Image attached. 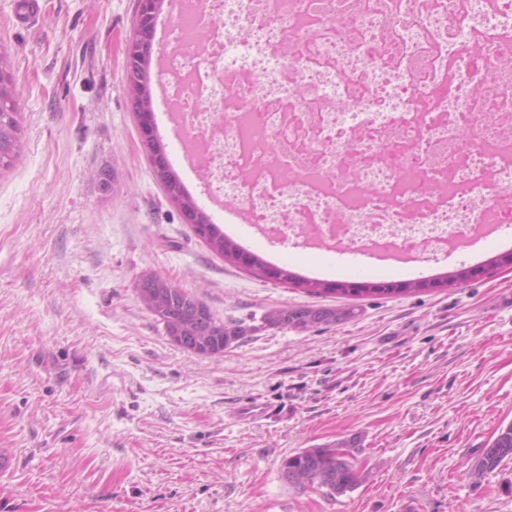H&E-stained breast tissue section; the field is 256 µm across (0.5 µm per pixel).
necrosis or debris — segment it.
Wrapping results in <instances>:
<instances>
[{"mask_svg":"<svg viewBox=\"0 0 512 512\" xmlns=\"http://www.w3.org/2000/svg\"><path fill=\"white\" fill-rule=\"evenodd\" d=\"M162 109L232 223L422 256L512 222V0H172Z\"/></svg>","mask_w":512,"mask_h":512,"instance_id":"necrosis-or-debris-1","label":"necrosis or debris"}]
</instances>
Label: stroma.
Returning a JSON list of instances; mask_svg holds the SVG:
<instances>
[{
	"label": "stroma",
	"mask_w": 512,
	"mask_h": 512,
	"mask_svg": "<svg viewBox=\"0 0 512 512\" xmlns=\"http://www.w3.org/2000/svg\"><path fill=\"white\" fill-rule=\"evenodd\" d=\"M0 46L14 62L21 145L0 175V512H512V460L470 472L512 422V223L496 244L409 269L447 288L317 296L212 253L164 197L125 84L138 0H41ZM112 176L109 189L100 180ZM245 236L265 259L319 279L296 237ZM152 271L247 333L214 357L173 344L138 301ZM351 306L338 326H268L284 305ZM269 419L232 424L240 401ZM345 438L366 473L342 496L299 492L286 456Z\"/></svg>",
	"instance_id": "35a3bbf8"
}]
</instances>
